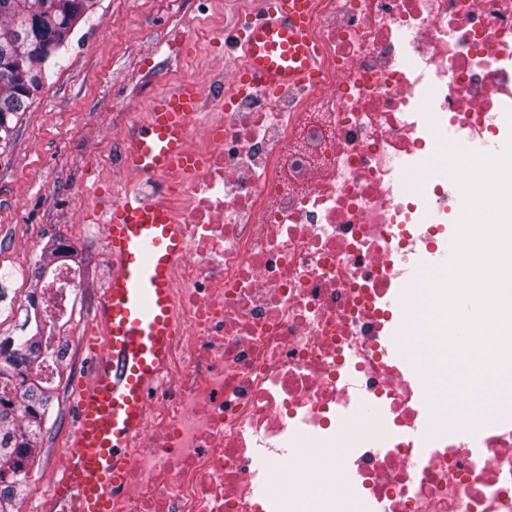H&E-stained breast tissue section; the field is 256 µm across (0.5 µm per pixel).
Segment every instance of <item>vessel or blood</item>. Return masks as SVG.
<instances>
[{
    "mask_svg": "<svg viewBox=\"0 0 512 512\" xmlns=\"http://www.w3.org/2000/svg\"><path fill=\"white\" fill-rule=\"evenodd\" d=\"M245 82L301 88L317 75L313 0H266L243 43ZM192 81L161 93L126 140L123 165L142 175L174 178L197 168L186 145L200 110ZM104 226L110 273L96 319L106 336L91 358V377L76 405L73 452L50 512H109L141 439L151 395L180 334L174 268L186 252L181 225L158 199L129 195L95 215Z\"/></svg>",
    "mask_w": 512,
    "mask_h": 512,
    "instance_id": "obj_1",
    "label": "vessel or blood"
}]
</instances>
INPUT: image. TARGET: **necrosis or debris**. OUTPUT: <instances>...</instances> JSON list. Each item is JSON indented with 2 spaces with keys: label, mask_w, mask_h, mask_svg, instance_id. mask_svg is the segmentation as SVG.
I'll return each instance as SVG.
<instances>
[{
  "label": "necrosis or debris",
  "mask_w": 512,
  "mask_h": 512,
  "mask_svg": "<svg viewBox=\"0 0 512 512\" xmlns=\"http://www.w3.org/2000/svg\"><path fill=\"white\" fill-rule=\"evenodd\" d=\"M314 32L306 90L235 68L202 92L201 164L165 183L181 334L111 512H301L327 467L349 487L314 512H512V419L474 402L445 432L398 320L461 198L432 175L444 135L507 128L512 0H315Z\"/></svg>",
  "instance_id": "1"
}]
</instances>
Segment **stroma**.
<instances>
[{"instance_id":"obj_1","label":"stroma","mask_w":512,"mask_h":512,"mask_svg":"<svg viewBox=\"0 0 512 512\" xmlns=\"http://www.w3.org/2000/svg\"><path fill=\"white\" fill-rule=\"evenodd\" d=\"M256 0H215L188 9L181 0H98L73 32L41 89L0 141V336L18 335L30 273L52 243L71 241L84 269L69 330V368L55 393L42 449L20 512H37L36 497L57 473L73 429L77 383L89 382L91 348L104 336L95 321L108 278L101 225L86 212L98 191L123 197L140 186L116 143L124 124L145 116L150 97L224 66L215 55L216 30L235 33L238 15Z\"/></svg>"}]
</instances>
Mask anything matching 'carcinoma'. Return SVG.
I'll return each instance as SVG.
<instances>
[{
  "label": "carcinoma",
  "mask_w": 512,
  "mask_h": 512,
  "mask_svg": "<svg viewBox=\"0 0 512 512\" xmlns=\"http://www.w3.org/2000/svg\"><path fill=\"white\" fill-rule=\"evenodd\" d=\"M0 0V43H14L11 65L33 72L29 86L0 87V134L14 128L31 96L41 85L46 61L29 56L26 46L41 35L54 43L57 56L76 26L94 13L97 0ZM70 261L63 242L42 257L35 272L39 282H55L60 261ZM62 317H53L33 297L25 305L21 336L0 339V512H18L28 493L31 469L43 437L46 417L67 363L68 341L61 336Z\"/></svg>",
  "instance_id": "obj_1"
}]
</instances>
